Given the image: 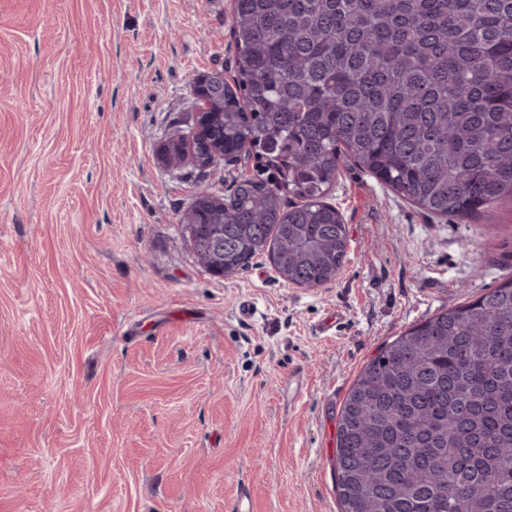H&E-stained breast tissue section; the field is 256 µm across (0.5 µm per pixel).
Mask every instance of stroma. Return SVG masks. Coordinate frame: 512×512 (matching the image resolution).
<instances>
[{"instance_id": "35a3bbf8", "label": "stroma", "mask_w": 512, "mask_h": 512, "mask_svg": "<svg viewBox=\"0 0 512 512\" xmlns=\"http://www.w3.org/2000/svg\"><path fill=\"white\" fill-rule=\"evenodd\" d=\"M232 27L233 0H0V512H341L362 367L512 274V198L441 218L350 161L336 280L208 273L185 212L254 165L160 149L198 77L234 81Z\"/></svg>"}]
</instances>
